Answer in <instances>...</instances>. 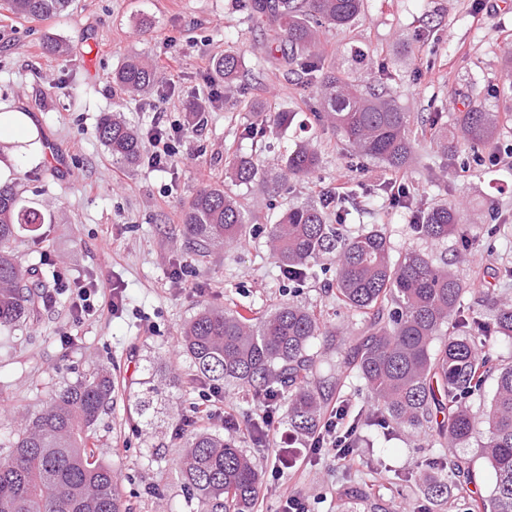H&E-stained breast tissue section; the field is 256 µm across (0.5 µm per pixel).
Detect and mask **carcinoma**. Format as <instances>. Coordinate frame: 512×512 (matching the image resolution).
Segmentation results:
<instances>
[{
    "mask_svg": "<svg viewBox=\"0 0 512 512\" xmlns=\"http://www.w3.org/2000/svg\"><path fill=\"white\" fill-rule=\"evenodd\" d=\"M71 0H0V11L23 20H41L64 12ZM363 0H244L252 23L270 22L266 48L278 52L316 87L314 119L336 132L337 142L356 158L373 160L391 173L409 167L416 157L414 117L390 92V65L381 63L374 81L360 86L320 57V27L348 28L357 21ZM243 59L226 51L215 74L226 92H243L237 84ZM160 83L155 65L129 57L112 72L113 91L134 100ZM501 117L470 101L459 113L455 131L439 112L421 120V130L441 143L443 154L463 148L494 149ZM96 137L116 162L134 167L142 162V133L117 114H105ZM237 185L263 186L265 167L251 157L225 158ZM320 165L310 144L281 155L279 177H306ZM349 199L326 195L316 202L289 205L270 225L272 256L288 280H305L320 260L336 262V302L360 317L361 334L351 338L345 367L366 391L374 421L382 429L408 428L430 432L448 444L444 458L428 459L426 467L448 469L447 477L424 473L425 496L441 505L453 497L469 512H512V365L490 352L500 339L512 341V303L487 291L485 318L465 306V283L448 263L436 264L407 251L393 258L385 233L374 227L356 236L341 225L349 218ZM398 205L411 210L415 234L442 242L458 235L472 246L456 209L434 204L412 209L405 190ZM189 239L203 247L242 240L252 223L238 195L222 185L199 188L183 207ZM44 223L42 211L20 203L14 187L0 186V330L12 329L39 310L50 284L34 269L22 268L12 249L17 231ZM324 335L315 311L283 303L255 317L252 310H201L181 331L194 377L241 388L257 398L278 395L286 405L288 424L300 434H319L328 393L316 375L309 349ZM496 375L489 405L475 412L470 401ZM115 385L102 369L53 391L38 412L25 414L0 455V512H130L114 471L98 459L92 432L114 403ZM480 452L496 475L488 499H474V477L458 452L479 430ZM179 474L196 512H252L261 488L257 462L236 442L206 431L183 436Z\"/></svg>",
    "mask_w": 512,
    "mask_h": 512,
    "instance_id": "1",
    "label": "carcinoma"
}]
</instances>
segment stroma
<instances>
[{
	"label": "stroma",
	"instance_id": "1",
	"mask_svg": "<svg viewBox=\"0 0 512 512\" xmlns=\"http://www.w3.org/2000/svg\"><path fill=\"white\" fill-rule=\"evenodd\" d=\"M69 47L58 57L42 51L46 41ZM265 36L243 20L242 0H72L57 17L24 21L0 14V102L32 116L44 151L42 163L21 166L14 185L23 201L41 204L45 222L38 233H20L13 244L23 267L61 272L52 299L15 330L0 334V441L15 432L23 410H36L52 390L101 368L118 382L111 409L102 415L92 441L99 458L111 465L130 512H195L183 492L176 462L181 454L176 425L191 406L212 399L217 415L207 428L238 437L225 417L261 420L264 410L240 390L197 384L182 378L190 360L183 351L182 326L207 307H248L262 314L294 302L313 308L326 333L313 340L318 376L330 388V403L343 404L349 417L367 410L359 380L349 377L346 349L337 337L359 326L336 302L330 275L316 273L301 285L289 284L272 257L267 231L275 216L264 194L237 187L256 220L242 244L212 245L197 251L181 223L184 204L202 185L226 179L227 154L261 163L297 145H315L319 168L290 181L282 203L319 198L336 185L339 174L371 183L386 178L374 163L352 168L346 150L330 128L309 122L310 90L281 57H265ZM243 57L241 83L265 110H290L297 119L288 130L266 137H241L253 116L243 103L223 97L224 84L213 74L225 49ZM512 51V0H364L359 20L347 29H326L321 55L326 64L370 82L380 61L391 62V92L412 114L442 113L455 123L467 94L502 116L500 148L512 147V83L506 53ZM152 59L166 96L150 93L149 106L117 102L112 72L126 57ZM211 100L203 130H195L191 104ZM120 109L140 129L155 121L177 124L183 132L170 168L147 164L130 168L113 161L95 136L103 113ZM417 159L405 171L414 190L413 205L423 208L444 199L460 212L476 244L462 250L456 238L433 243L416 236L408 210L387 197L366 200L348 224V234L379 226L393 254L414 249L434 261H451L469 284L464 301L477 306L484 281L496 296L512 300V279H491L490 271L512 269V166L483 163L462 168L443 159L430 136L419 139ZM502 224L491 238L488 224ZM182 279H175V272ZM100 288L95 310L72 326L70 290L74 283ZM125 305L112 312L110 290ZM73 340L63 344V332ZM153 388L151 406L140 412L138 399ZM290 433L285 412L275 409L274 424L261 460V495L255 512H277L296 496L309 512H404L425 504L418 467L425 449L442 448L424 434L399 429L380 436L360 426L354 443L359 467L334 454L308 453L309 438L291 435L300 451L293 467H279L282 433Z\"/></svg>",
	"mask_w": 512,
	"mask_h": 512
}]
</instances>
